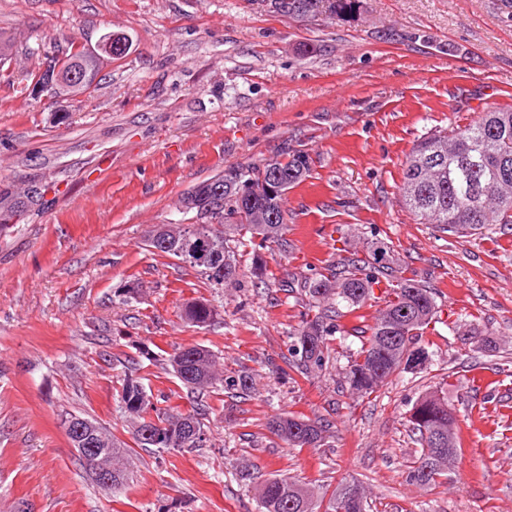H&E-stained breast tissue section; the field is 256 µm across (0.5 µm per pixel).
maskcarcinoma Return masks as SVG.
<instances>
[{
  "label": "carcinoma",
  "instance_id": "1",
  "mask_svg": "<svg viewBox=\"0 0 512 512\" xmlns=\"http://www.w3.org/2000/svg\"><path fill=\"white\" fill-rule=\"evenodd\" d=\"M319 2L270 0L276 10L290 14L313 13ZM90 57L92 52L74 47L63 58L51 61L45 72L35 75L33 91L48 89L44 78L54 68L67 73ZM312 164L306 150L286 147L273 165L262 160L231 166L195 184L208 204L224 210V222L212 224L207 230L195 222L174 224L169 245L158 247L155 254L174 258L198 271L211 288L237 281L244 258L250 260L252 274L259 282H265L268 273L262 251L272 244L288 247L283 238L288 224L285 195L240 199L239 190L269 176L288 190L309 176ZM399 191L404 205L420 223L433 224L453 236L480 235L491 224H512V108L488 110L462 129L439 130L421 138L407 159ZM23 197L22 190L1 188L0 211L19 216L42 199L40 194L27 202ZM259 207L275 214V221L252 223V211ZM389 250L386 243L377 239L370 242L365 258L345 259L338 267L330 265L301 277L299 287L308 298V308L296 330L297 344L291 350L289 369L304 378L326 369L331 343L345 339L341 319L371 299L373 287L383 281L393 298L347 360L346 384L352 393L368 397L394 376L420 373L427 368V364L417 365L412 360L420 354L429 359V352L417 337L436 316L437 304L430 289L414 279L396 276ZM215 314V308L204 300H195L185 309V318L196 324L208 323ZM169 362L182 385L193 393L216 390L224 383L216 369L215 355L208 349L178 347ZM120 408L131 421V446L95 419L63 414L65 419H74L95 432L99 460L112 468L108 491L127 484V460L136 447L180 452L206 447L203 410L197 408L187 414L175 407H159L133 378H124ZM410 424L420 451L408 466L407 481L421 488L432 487L448 473L456 455L448 399L436 393L426 394L413 406ZM268 430L291 447L317 448L326 426L295 415H279L270 420ZM438 435L446 440L441 450L432 447ZM237 476L239 481L253 486L260 512H367L369 508L363 489L353 482L340 484L325 502L288 477L261 478L250 464H240Z\"/></svg>",
  "mask_w": 512,
  "mask_h": 512
}]
</instances>
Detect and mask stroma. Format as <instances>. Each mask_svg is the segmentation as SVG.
Returning <instances> with one entry per match:
<instances>
[{"label": "stroma", "mask_w": 512, "mask_h": 512, "mask_svg": "<svg viewBox=\"0 0 512 512\" xmlns=\"http://www.w3.org/2000/svg\"><path fill=\"white\" fill-rule=\"evenodd\" d=\"M125 54L86 93H33L31 74L105 33ZM0 184L41 187L40 205L0 225V512H258L239 462L315 494L354 482L369 512H512V228L458 238L418 223L399 192L413 146L512 106V8L504 0H360L339 19L290 17L268 0H0ZM303 144L310 176L290 189L287 250L266 251L269 284L221 290L151 253L150 232L180 224L184 192L224 169ZM381 239L401 277L432 289L438 322L421 344L425 372L353 395L341 369L384 294L343 319L327 370L286 361L307 310L281 285L364 255ZM140 291L126 299L128 284ZM204 298L207 326L186 321ZM491 332L487 350L467 332ZM204 346L232 388L188 393L167 365ZM153 398L207 413L211 445L136 450L125 489H100L60 425L93 418L130 441L125 377ZM445 393L457 454L423 490L405 480L419 445L410 410ZM290 413L326 424L320 447L291 448L267 430Z\"/></svg>", "instance_id": "obj_1"}]
</instances>
